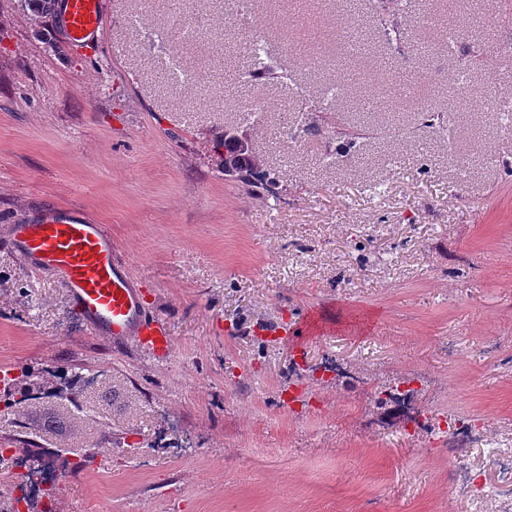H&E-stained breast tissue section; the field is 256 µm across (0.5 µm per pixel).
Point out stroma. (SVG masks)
Listing matches in <instances>:
<instances>
[{"instance_id":"obj_1","label":"stroma","mask_w":512,"mask_h":512,"mask_svg":"<svg viewBox=\"0 0 512 512\" xmlns=\"http://www.w3.org/2000/svg\"><path fill=\"white\" fill-rule=\"evenodd\" d=\"M17 2L0 0V377L89 382L75 404L0 403V448H46L32 486L60 483L55 512H485L452 448L476 484L512 487L490 453L512 443V133L448 95L478 55L475 85L512 95V0H108L77 47ZM471 16L481 37L449 43ZM239 126L276 193L225 176ZM60 205L107 225L169 358L112 347L13 249L6 225ZM404 377L409 405H376ZM456 419L482 427L445 437Z\"/></svg>"}]
</instances>
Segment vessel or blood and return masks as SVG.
I'll return each mask as SVG.
<instances>
[{"instance_id":"obj_1","label":"vessel or blood","mask_w":512,"mask_h":512,"mask_svg":"<svg viewBox=\"0 0 512 512\" xmlns=\"http://www.w3.org/2000/svg\"><path fill=\"white\" fill-rule=\"evenodd\" d=\"M70 45L101 36L106 0H50ZM11 243L36 272L54 274L70 305L92 331L115 342L134 340L160 357L172 353L162 319L149 316L143 297L112 245L106 225L57 207L40 221L8 227Z\"/></svg>"}]
</instances>
